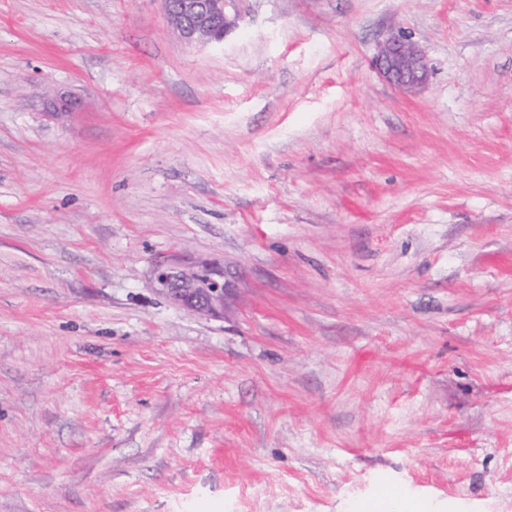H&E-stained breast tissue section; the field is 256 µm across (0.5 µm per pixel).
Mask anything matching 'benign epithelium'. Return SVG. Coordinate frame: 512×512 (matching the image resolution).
Returning <instances> with one entry per match:
<instances>
[{
    "instance_id": "1",
    "label": "benign epithelium",
    "mask_w": 512,
    "mask_h": 512,
    "mask_svg": "<svg viewBox=\"0 0 512 512\" xmlns=\"http://www.w3.org/2000/svg\"><path fill=\"white\" fill-rule=\"evenodd\" d=\"M169 24L190 45L221 43L237 26L241 0H162ZM376 69L405 92L419 90L428 79L424 54L406 35L394 33L382 43ZM151 287L173 305L202 316L224 318L232 281L218 261L187 262L173 254L154 263Z\"/></svg>"
}]
</instances>
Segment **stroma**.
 Here are the masks:
<instances>
[{
    "label": "stroma",
    "mask_w": 512,
    "mask_h": 512,
    "mask_svg": "<svg viewBox=\"0 0 512 512\" xmlns=\"http://www.w3.org/2000/svg\"><path fill=\"white\" fill-rule=\"evenodd\" d=\"M240 10L0 0V512H512V0ZM169 24L190 45L221 43L237 26L241 0H162ZM376 69L405 92L419 90L428 79L424 54L406 35L390 34L376 57ZM150 283L176 307L214 319L224 318L234 290L223 263L187 262L178 253L154 263ZM373 509L376 512H433L426 503L406 500L397 491L380 493L373 505Z\"/></svg>",
    "instance_id": "35a3bbf8"
}]
</instances>
